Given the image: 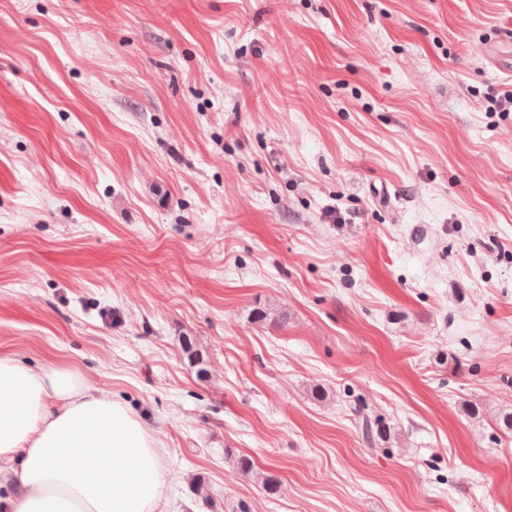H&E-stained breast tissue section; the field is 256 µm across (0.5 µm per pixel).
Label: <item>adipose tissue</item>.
<instances>
[{"label":"adipose tissue","instance_id":"ef3b65f1","mask_svg":"<svg viewBox=\"0 0 512 512\" xmlns=\"http://www.w3.org/2000/svg\"><path fill=\"white\" fill-rule=\"evenodd\" d=\"M0 461L11 512H159L165 450L79 368L0 354Z\"/></svg>","mask_w":512,"mask_h":512}]
</instances>
